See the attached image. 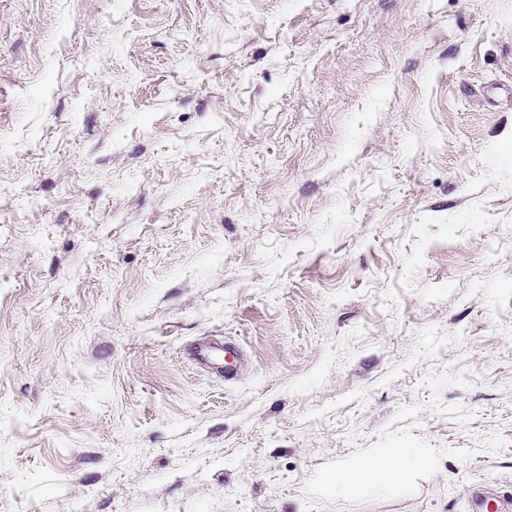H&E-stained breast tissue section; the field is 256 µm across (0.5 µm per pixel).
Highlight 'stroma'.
<instances>
[{
	"label": "stroma",
	"mask_w": 512,
	"mask_h": 512,
	"mask_svg": "<svg viewBox=\"0 0 512 512\" xmlns=\"http://www.w3.org/2000/svg\"><path fill=\"white\" fill-rule=\"evenodd\" d=\"M482 489L512 512V0H0V512ZM424 457L416 448H402L395 455L370 456L365 459L358 477L341 484L362 491H384L397 482L412 466L422 464ZM378 477V482L373 478Z\"/></svg>",
	"instance_id": "1"
}]
</instances>
